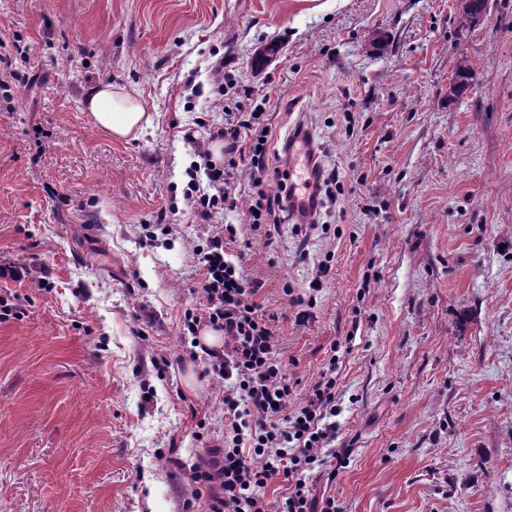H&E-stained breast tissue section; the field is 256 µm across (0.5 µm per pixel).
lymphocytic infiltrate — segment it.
I'll return each instance as SVG.
<instances>
[{
  "label": "lymphocytic infiltrate",
  "mask_w": 512,
  "mask_h": 512,
  "mask_svg": "<svg viewBox=\"0 0 512 512\" xmlns=\"http://www.w3.org/2000/svg\"><path fill=\"white\" fill-rule=\"evenodd\" d=\"M235 95V110L225 111L212 133L224 143L223 161L199 147L187 170L185 197L208 234L192 250L203 273V302L185 310L182 331L195 336L206 326L224 334L223 350H206L204 357L205 374L224 386V446L215 466H193V495L206 497L208 512H265L266 493L281 476L288 482L281 512H341L335 497L314 501L309 485L313 474L345 462L344 450L334 446L335 371L322 372L306 401L291 406L294 385L277 351L276 316L255 301L242 265L226 257L242 227L259 234L271 225L316 223L323 194L339 173L323 164V149L314 146L309 204L295 207L287 138L261 123L260 113L248 111L251 89L236 87ZM200 173L207 179L203 189L196 182ZM244 180L253 189L244 222L223 223L225 210L237 206L236 190Z\"/></svg>",
  "instance_id": "f902f5d3"
}]
</instances>
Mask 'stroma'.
<instances>
[{"label": "stroma", "instance_id": "35a3bbf8", "mask_svg": "<svg viewBox=\"0 0 512 512\" xmlns=\"http://www.w3.org/2000/svg\"><path fill=\"white\" fill-rule=\"evenodd\" d=\"M220 75L340 173L320 228L229 247L278 316L293 404L336 367L351 454L314 496L512 512V0L476 27L457 0H0V265L27 270L0 278L19 312L0 320V512H205L183 494L224 387L181 336L206 230L184 192L235 106ZM103 82L152 127L99 128ZM162 211L172 233L143 244ZM471 67L466 60H459L455 67L454 79L449 91L450 99L458 97L467 92L472 86Z\"/></svg>", "mask_w": 512, "mask_h": 512}]
</instances>
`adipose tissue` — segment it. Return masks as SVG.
<instances>
[{"label":"adipose tissue","instance_id":"1","mask_svg":"<svg viewBox=\"0 0 512 512\" xmlns=\"http://www.w3.org/2000/svg\"><path fill=\"white\" fill-rule=\"evenodd\" d=\"M85 105L99 127L120 138L144 132L153 122L136 96L109 83L93 88Z\"/></svg>","mask_w":512,"mask_h":512}]
</instances>
